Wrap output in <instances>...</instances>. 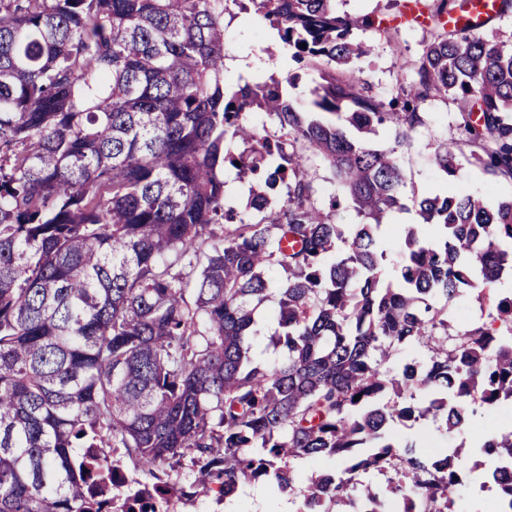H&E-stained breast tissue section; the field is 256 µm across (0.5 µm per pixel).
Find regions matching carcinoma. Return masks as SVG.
<instances>
[{
    "label": "carcinoma",
    "mask_w": 512,
    "mask_h": 512,
    "mask_svg": "<svg viewBox=\"0 0 512 512\" xmlns=\"http://www.w3.org/2000/svg\"><path fill=\"white\" fill-rule=\"evenodd\" d=\"M333 2L0 0V512H170L267 478L293 494L291 458L340 466L309 478L302 512H339L356 473L388 469L385 490L349 512H457L464 446L439 465L387 431L512 411V295L496 298L505 334H450L447 321L463 289L481 283L488 298L512 265V202L416 201L399 285L384 287L377 231L404 182L367 135L393 125L405 142L421 105L450 97L469 157L512 180V50L446 27L470 0H436L414 80L377 100L345 76L365 54L354 30L372 22ZM234 6L318 73L313 106L335 121L295 110L292 75L226 91ZM307 154L342 186L327 212ZM435 159L453 175L454 150ZM228 167L258 184L248 214L224 205ZM343 201L364 221L334 223ZM338 241L346 252L327 259ZM275 264L288 273L276 289ZM274 295L284 358L270 366L248 340ZM414 342L427 364L379 370L378 356ZM414 388L427 401L381 402ZM482 449L499 462L501 503L512 431Z\"/></svg>",
    "instance_id": "carcinoma-1"
}]
</instances>
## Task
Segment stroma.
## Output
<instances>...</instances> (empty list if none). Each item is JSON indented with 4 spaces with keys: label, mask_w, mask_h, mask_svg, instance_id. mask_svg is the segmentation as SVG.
Instances as JSON below:
<instances>
[{
    "label": "stroma",
    "mask_w": 512,
    "mask_h": 512,
    "mask_svg": "<svg viewBox=\"0 0 512 512\" xmlns=\"http://www.w3.org/2000/svg\"><path fill=\"white\" fill-rule=\"evenodd\" d=\"M335 8L342 15H367L375 21L373 27L355 32L356 37L369 47L370 54L362 62L349 67L348 77L368 87L377 99L386 101L396 96L401 86L411 81L424 44L430 38L428 28L414 29L401 23L402 0H336ZM380 20L398 27V34L388 37L376 26ZM224 51L226 60L230 62L225 69L228 86H235L241 79L252 81L272 74L281 77L294 73L298 79L294 85L288 86V98L298 111H313V89L320 81L318 74L300 69L283 49L275 33L256 17L241 14L226 21ZM421 110L424 123L413 132L410 145H396L395 132L390 128L378 129L369 137L374 147L394 150L405 179L403 209L388 213L379 228V236L386 250L382 273L387 283L396 279L405 230L414 221L416 200L445 188L455 193L478 195L491 206L512 198V182L491 178L464 154L458 157L455 176L446 177L438 168L434 153L443 144L459 145L462 131L458 106L449 99L431 98L422 105ZM478 294V289H464L452 304L448 310L449 332L474 326L500 328L501 323L494 308L479 299ZM505 419L502 413L478 419L463 431L451 434L446 431L441 419L429 416L411 427L393 424L390 432L416 441L420 453L424 454L430 450L435 452L454 448L466 442H482Z\"/></svg>",
    "instance_id": "obj_1"
}]
</instances>
